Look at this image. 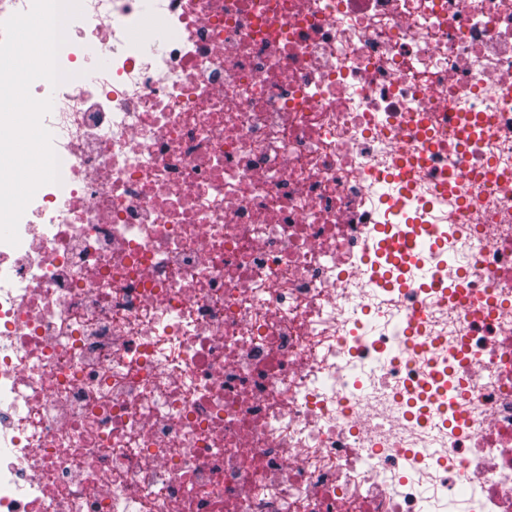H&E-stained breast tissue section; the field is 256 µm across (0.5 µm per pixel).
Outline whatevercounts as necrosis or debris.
<instances>
[{
    "label": "necrosis or debris",
    "instance_id": "obj_1",
    "mask_svg": "<svg viewBox=\"0 0 512 512\" xmlns=\"http://www.w3.org/2000/svg\"><path fill=\"white\" fill-rule=\"evenodd\" d=\"M81 7L0 512H512V0Z\"/></svg>",
    "mask_w": 512,
    "mask_h": 512
}]
</instances>
